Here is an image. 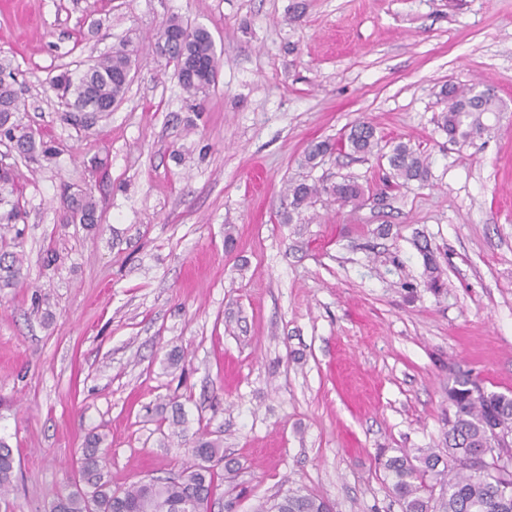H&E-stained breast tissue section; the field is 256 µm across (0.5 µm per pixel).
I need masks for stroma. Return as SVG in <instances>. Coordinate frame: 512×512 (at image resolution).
Here are the masks:
<instances>
[{"label":"stroma","instance_id":"35a3bbf8","mask_svg":"<svg viewBox=\"0 0 512 512\" xmlns=\"http://www.w3.org/2000/svg\"><path fill=\"white\" fill-rule=\"evenodd\" d=\"M172 17L212 35L205 95L148 45ZM122 44L123 100L66 121L55 76ZM3 59L57 155L0 145L25 216L0 288V512H50L94 435L116 487L177 473L201 435L238 470L236 512L289 489L399 512L379 449L441 447L456 374L512 394V0H0ZM449 82L495 87L487 134L438 127ZM361 121L427 181L387 188L373 156L302 166ZM344 176L363 206L284 222L288 181ZM86 189L92 227L66 202ZM21 275L20 258L13 252L0 253V283L1 286L13 285ZM3 284V285H2ZM15 464L12 448L0 438V497L8 495L13 487Z\"/></svg>","mask_w":512,"mask_h":512}]
</instances>
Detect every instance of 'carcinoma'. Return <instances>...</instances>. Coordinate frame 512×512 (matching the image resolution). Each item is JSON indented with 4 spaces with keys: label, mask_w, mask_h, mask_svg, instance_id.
<instances>
[{
    "label": "carcinoma",
    "mask_w": 512,
    "mask_h": 512,
    "mask_svg": "<svg viewBox=\"0 0 512 512\" xmlns=\"http://www.w3.org/2000/svg\"><path fill=\"white\" fill-rule=\"evenodd\" d=\"M184 39L177 40L178 36ZM168 48L182 58L179 83L195 97L215 83L218 71L214 42L204 28H189L171 17L154 34L152 49ZM134 50L126 45L112 48L93 65V77L64 71L54 85L71 96L72 111L68 121L89 120L125 95L132 71ZM440 96L445 102L438 116L439 127L453 143H463L489 130L483 117L504 111L495 94L485 93L475 85L446 84ZM16 141L19 157L27 160L37 155L46 159L54 150L44 142H36L20 117V97L13 83L0 79V139ZM357 158L381 153L375 128L367 122L355 124L343 143L314 141L307 147L302 165L314 167L337 148ZM383 154V153H381ZM391 178L407 183L427 179V158L409 145L399 142L383 154ZM11 165L0 163V226L17 223L20 208L10 200L14 193ZM285 194L292 214L302 215L315 206L324 194L341 206L362 205L365 190L356 181L344 179L332 186H318L305 181L289 182ZM79 222L97 223V206L88 193L70 202ZM21 275L20 258L13 252L0 253V283L9 286ZM448 430L444 447L420 449L412 454L403 448L383 451L378 461L390 479L392 494L401 512H512V469L497 467L494 457L482 458L486 449L496 447L512 453V397L489 391L481 379L466 373L455 378L448 388ZM101 440L92 438L83 448L79 466V486L61 496L52 512H174L179 504L196 503L210 506L223 483L234 480L232 473L222 474L218 465L224 459V448L218 440L197 437L191 442L190 460L173 477H151L123 489L112 488L104 472L106 450ZM15 457L12 448L0 438V497L13 487ZM328 501L310 495L286 492L279 497L257 503L253 512H330Z\"/></svg>",
    "instance_id": "carcinoma-1"
}]
</instances>
